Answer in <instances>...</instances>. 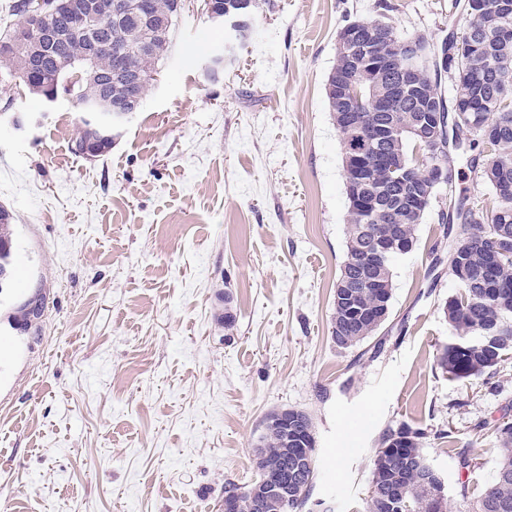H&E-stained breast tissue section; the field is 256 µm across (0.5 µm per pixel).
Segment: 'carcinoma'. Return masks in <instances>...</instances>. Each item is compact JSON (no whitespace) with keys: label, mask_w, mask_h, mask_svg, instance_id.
<instances>
[{"label":"carcinoma","mask_w":512,"mask_h":512,"mask_svg":"<svg viewBox=\"0 0 512 512\" xmlns=\"http://www.w3.org/2000/svg\"><path fill=\"white\" fill-rule=\"evenodd\" d=\"M33 0H11L8 16L18 18L17 23L7 24L0 33V45L14 39L12 32L38 23L29 14ZM496 5L484 21L472 16L466 17V28L459 36L466 50V67L448 77V70H424L423 96L431 102L432 108L442 117L439 147L432 150L429 144L414 130L416 117L408 98L388 99L392 75L387 72L373 73L358 68L350 57L342 55L334 69L328 74L325 93L330 112H339L335 91L336 71L358 76L360 90L365 98L364 111L359 113L362 127L357 128L341 117L333 118L339 132L342 147L354 145L364 129L376 121H383L391 128L388 147L399 160L410 161L409 144L419 147L425 154V162L405 181H395L387 170L372 166L367 169L366 191L376 197V205L368 211L348 208L347 256L336 279L331 317V339L339 348H348L375 335L382 325L375 318L390 304L393 290L392 266L387 264L374 269L372 276L377 281L375 288L360 287L365 254L361 250L364 230L369 226H381L398 239L413 247L417 243V227L425 220L430 207L414 210L406 205L416 192L434 200L439 187L429 183L425 171L435 154H445L448 149V109L451 98L465 85L466 72L483 70L498 82L512 84V40L504 43L496 39V33L503 28L512 29V9L497 8L501 0H488ZM119 9L125 14L122 19H108L92 25H81L74 36L55 58L44 60L36 77L39 93L63 92L69 96L75 108L81 101L98 92L97 75L111 68L112 49L117 43L129 48L128 66L139 72L144 80L143 90H148L157 75L159 64L168 56L171 33L179 15L177 0H120ZM28 50L20 45L14 50L0 49V94L9 85L28 77ZM82 73L78 81H72L74 72ZM481 111L488 115L491 130L488 137L478 133L470 134L467 140L457 139L455 151L467 155L471 171L482 172L484 159L491 155L498 158L496 165L482 180L489 186L512 185V104L505 100L484 95L479 102ZM97 131L86 120L75 140V150L82 152L86 143L95 139ZM456 217L470 229L466 236H451L446 231L449 250V271L465 270L475 273L492 260L497 239L503 235L512 238V198L496 200L498 215L491 224L487 223L484 210L468 206L460 201L454 206ZM6 221H0V272L10 271V280L0 281V292L13 287L16 276V250L13 211L0 205V214ZM498 280L507 285L503 292L494 296L487 293L480 281L461 283L462 292L445 301L442 311L453 336H477L492 327L512 332V255L504 258L497 267ZM355 293L354 301L363 309V318L351 323L346 316L347 303L341 299L345 293ZM43 306H31V301L20 298L16 301L13 321L26 328L42 316ZM504 355H495L489 349L469 347L459 350L447 344L440 352L437 364L453 379L466 380L482 375L495 368ZM498 464L491 482L467 504L466 512H490L488 502L500 501L507 505L503 512H512V422H502L497 428ZM406 440L402 452L388 453L380 450L374 460L373 477L370 487L368 512H430L429 497L436 487L429 482V474L422 467L423 433L409 427L391 430L382 438V445L396 444ZM289 458L282 443V434L269 429L262 433L255 453V467L259 480L250 488L241 487L233 481L224 482V493L238 496V512H297L303 502L283 507L277 500H268L260 494L264 481L275 476L276 471L288 468Z\"/></svg>","instance_id":"carcinoma-1"}]
</instances>
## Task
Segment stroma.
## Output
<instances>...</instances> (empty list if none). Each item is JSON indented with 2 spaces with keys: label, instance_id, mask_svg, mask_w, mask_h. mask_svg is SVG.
I'll list each match as a JSON object with an SVG mask.
<instances>
[{
  "label": "stroma",
  "instance_id": "obj_1",
  "mask_svg": "<svg viewBox=\"0 0 512 512\" xmlns=\"http://www.w3.org/2000/svg\"><path fill=\"white\" fill-rule=\"evenodd\" d=\"M272 2L243 37L189 0L157 82L97 158L74 150L68 97L13 84L0 204L15 214L23 279L0 292V329L20 296L39 294L43 315L0 356V512H220L225 481H256L266 419L284 409L315 423L300 512H366L382 438L402 426L423 432L448 512L492 480L495 429L512 421V353L464 382L438 367L451 336L442 306L461 288L449 272L428 276L444 248L436 216L392 265L384 327L348 349L330 333L348 210L325 94L336 35L368 18L438 40L463 30V11L454 0ZM459 193L495 205L460 156L440 196Z\"/></svg>",
  "mask_w": 512,
  "mask_h": 512
}]
</instances>
